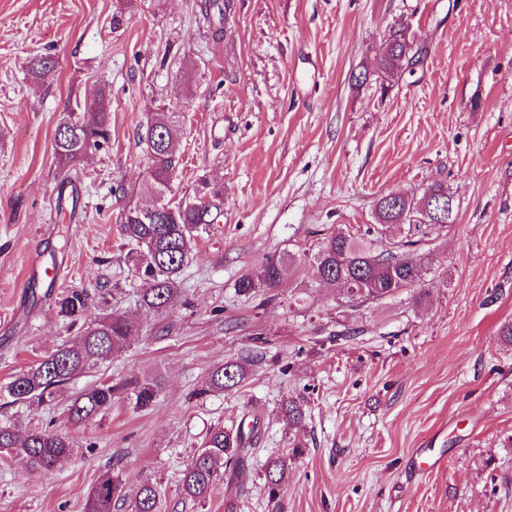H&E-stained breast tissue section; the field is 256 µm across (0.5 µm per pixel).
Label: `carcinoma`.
<instances>
[{
	"mask_svg": "<svg viewBox=\"0 0 512 512\" xmlns=\"http://www.w3.org/2000/svg\"><path fill=\"white\" fill-rule=\"evenodd\" d=\"M423 48L408 34L404 24L390 28L386 50L374 59L372 75L380 80L381 92L389 90L384 82L397 72H404L420 62ZM28 76L40 83L55 72V62L48 56H36L27 64ZM176 112L159 109L147 121L141 143L152 162L144 190L149 199H163L169 211L158 220L145 219L136 205L120 216V232L136 250L135 266L140 281V305L164 315L179 291L180 277L193 258L196 241L207 227L222 216L224 187L205 183L193 195L175 198L172 178L179 167L176 153L178 135ZM63 120L68 126L56 129L55 153L66 170L58 187V207H63L67 187L71 190V210H76L78 195L72 170L91 148L98 149L111 137L110 97L103 87L93 93L90 106L82 112L69 111ZM448 198V186L431 183L415 199L406 194L389 199L382 195L375 205V220L385 231L407 233L420 225L436 222L423 209L428 197ZM309 261L317 274L339 290V307L358 308L377 304L397 293L415 292L424 283L427 258L419 253V241L406 236L392 243V248L377 251L375 240L358 237L345 230L327 234L318 241ZM291 258L270 255L259 265L245 270L235 281V291L250 297L260 292L274 294L287 280ZM93 299L85 289H67L55 301L57 314L69 325H80V334L46 353L27 369L13 376L3 397L9 403L43 407L54 402L75 377L112 360L122 352L131 337L139 335L140 325L126 314L107 310L89 315ZM246 367L239 361H227L211 370L201 384V392L232 389L244 379ZM162 391L157 377L130 376L118 383L102 381L83 389L69 404V417L77 423L93 420L112 408L116 398L127 399L136 409L151 406ZM305 418L300 402L288 400L281 407V419L290 428ZM257 424L244 428V422L208 431L199 448L186 463L179 484L180 494L191 501L206 500L224 475L244 464L245 457L259 441ZM78 442L51 427L23 435L11 424H0V462L19 466L36 475H46L56 465L78 452ZM269 497L274 499L288 476V455L269 459L264 465ZM166 512L165 495L152 482L132 488L119 475L104 472L89 490L85 512Z\"/></svg>",
	"mask_w": 512,
	"mask_h": 512,
	"instance_id": "obj_1",
	"label": "carcinoma"
}]
</instances>
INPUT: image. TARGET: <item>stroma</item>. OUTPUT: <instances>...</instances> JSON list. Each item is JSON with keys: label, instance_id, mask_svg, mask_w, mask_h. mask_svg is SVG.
<instances>
[{"label": "stroma", "instance_id": "obj_1", "mask_svg": "<svg viewBox=\"0 0 512 512\" xmlns=\"http://www.w3.org/2000/svg\"><path fill=\"white\" fill-rule=\"evenodd\" d=\"M205 0H0V387L70 339L47 287L113 289L143 325L110 363L71 383L158 375L148 408L118 400L79 425L65 403L0 406V423L73 435L76 456L45 476L0 463V512H84L110 469L157 484L166 512H512V0H237L221 30ZM122 17L113 28V17ZM427 50L414 73L351 84L389 28ZM53 56L32 87L26 64ZM111 89V139L77 166L83 212L57 206L55 130ZM178 113L176 196L224 187V216L199 238L166 317L137 305L120 214L145 201L139 144L155 107ZM447 184L458 214L427 227L421 304L403 293L337 313L335 288L305 259L326 234L375 227L385 193ZM55 280L31 276L33 252ZM295 258L277 296H237L236 278L271 254ZM246 358L237 387L198 396L207 373ZM306 418L285 427L282 404ZM259 419L244 468L202 502L181 470L215 424ZM294 459L277 500L267 459ZM445 457L435 470L416 451Z\"/></svg>", "mask_w": 512, "mask_h": 512}]
</instances>
